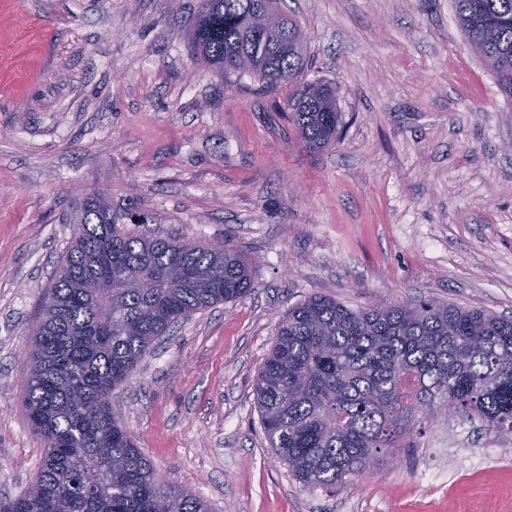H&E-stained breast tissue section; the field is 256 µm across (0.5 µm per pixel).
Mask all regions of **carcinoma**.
Masks as SVG:
<instances>
[{"mask_svg":"<svg viewBox=\"0 0 512 512\" xmlns=\"http://www.w3.org/2000/svg\"><path fill=\"white\" fill-rule=\"evenodd\" d=\"M453 2L467 43L512 97V0ZM266 7L279 25H258L257 0H199L192 56L226 79L251 60L264 68L262 90L295 87L289 120L305 147L327 148L339 138L336 94L303 81L308 46L283 0ZM69 223V249L29 332L24 412L45 453L0 512H209L157 474L112 416L110 396L173 325L246 296L250 260L227 245L130 234L101 191L82 196ZM256 395L264 432L295 478L344 487L417 447L450 412L511 433L512 319L434 301L354 311L311 296L278 325Z\"/></svg>","mask_w":512,"mask_h":512,"instance_id":"carcinoma-1","label":"carcinoma"}]
</instances>
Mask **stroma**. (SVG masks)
Listing matches in <instances>:
<instances>
[{
	"mask_svg": "<svg viewBox=\"0 0 512 512\" xmlns=\"http://www.w3.org/2000/svg\"><path fill=\"white\" fill-rule=\"evenodd\" d=\"M344 129L313 152L293 90L197 65L199 0H0V498L44 440L22 412L26 332L105 191L131 233L224 240L245 297L173 328L112 393L168 483L211 512H512V434L439 421L395 463L329 490L270 447L257 375L288 310L430 299L512 319V98L465 42L452 0H285Z\"/></svg>",
	"mask_w": 512,
	"mask_h": 512,
	"instance_id": "stroma-1",
	"label": "stroma"
}]
</instances>
